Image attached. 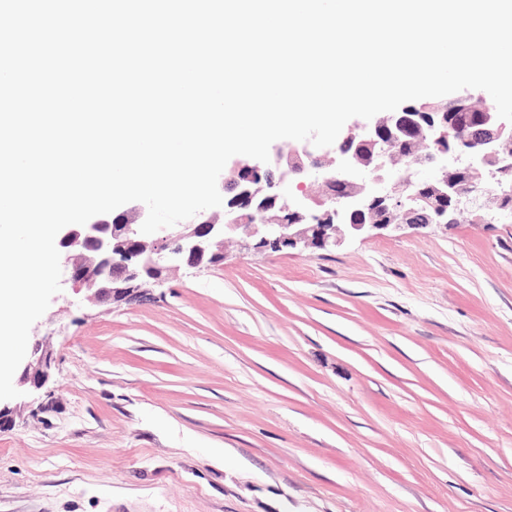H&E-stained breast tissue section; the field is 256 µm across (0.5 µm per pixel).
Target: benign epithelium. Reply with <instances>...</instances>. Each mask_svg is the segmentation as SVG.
I'll list each match as a JSON object with an SVG mask.
<instances>
[{"instance_id":"1","label":"benign epithelium","mask_w":512,"mask_h":512,"mask_svg":"<svg viewBox=\"0 0 512 512\" xmlns=\"http://www.w3.org/2000/svg\"><path fill=\"white\" fill-rule=\"evenodd\" d=\"M420 121L421 116L415 112H386L348 128L332 149L320 150L305 141L286 149L275 148L267 163L244 158L224 175L221 183L238 197L237 204L203 210L195 215L194 223L162 228L153 239L140 233L147 216V207L141 202L133 203L115 217L102 214L83 226L68 225L57 235L60 263L67 275L63 283L86 290L89 302L95 305L131 302L142 289L173 269L223 263L224 243L233 238L252 241L257 248L323 249L340 245L347 236L364 230L387 229V224L355 222L352 217L379 207L403 206L387 187L389 164L395 157L390 144ZM504 134L512 137V123L490 109L482 112L477 128L465 133L447 125L427 127L425 136L434 148L425 150L412 162L407 183L412 187L432 183L434 208L442 219L454 220V213L474 200L448 183V172L480 170L485 180L498 181L503 170L512 169V145L506 149L501 145ZM344 140L365 144L379 157L371 178L361 171L357 150L339 152V143ZM450 140L455 146L447 149L443 143ZM490 156L497 157V165H485ZM271 167L277 172L273 180L267 174ZM306 167L325 176L341 191H331L322 198L306 193L295 199L285 197L281 189L285 178ZM423 169L429 171V176H421ZM269 197L282 200L287 214L255 217L252 209ZM52 362L48 345L36 343L33 358L19 378L23 393L38 391L46 384Z\"/></svg>"}]
</instances>
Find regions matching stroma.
Listing matches in <instances>:
<instances>
[{"mask_svg":"<svg viewBox=\"0 0 512 512\" xmlns=\"http://www.w3.org/2000/svg\"><path fill=\"white\" fill-rule=\"evenodd\" d=\"M0 512H512V219L63 286Z\"/></svg>","mask_w":512,"mask_h":512,"instance_id":"35a3bbf8","label":"stroma"}]
</instances>
